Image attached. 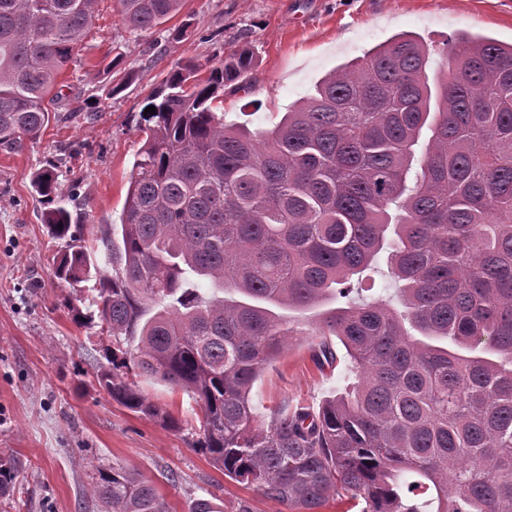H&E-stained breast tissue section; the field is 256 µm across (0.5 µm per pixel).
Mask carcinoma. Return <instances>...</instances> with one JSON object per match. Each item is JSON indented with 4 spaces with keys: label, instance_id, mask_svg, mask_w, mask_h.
Segmentation results:
<instances>
[{
    "label": "carcinoma",
    "instance_id": "cac0c4a2",
    "mask_svg": "<svg viewBox=\"0 0 512 512\" xmlns=\"http://www.w3.org/2000/svg\"><path fill=\"white\" fill-rule=\"evenodd\" d=\"M97 2L0 0V147L49 123ZM181 2L116 0L133 32ZM442 56L432 81L427 47L395 35L259 132L212 109L241 88L248 48L203 80L176 66L148 97L120 227L101 230L110 274L54 167L33 181L51 235L68 240L54 276L93 282L114 340L99 387L172 431L185 421L129 376L192 394L194 448L294 512L337 495L361 512H512V43L460 33ZM382 252L400 310L350 296ZM285 310L316 311L314 332ZM308 334L328 361L336 337L355 382L316 414L284 400L258 420L256 380ZM91 494L104 512H169L149 477L122 468Z\"/></svg>",
    "mask_w": 512,
    "mask_h": 512
}]
</instances>
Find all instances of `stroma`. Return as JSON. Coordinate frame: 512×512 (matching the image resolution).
Segmentation results:
<instances>
[{
  "instance_id": "obj_1",
  "label": "stroma",
  "mask_w": 512,
  "mask_h": 512,
  "mask_svg": "<svg viewBox=\"0 0 512 512\" xmlns=\"http://www.w3.org/2000/svg\"><path fill=\"white\" fill-rule=\"evenodd\" d=\"M178 28L185 34L176 40ZM461 32L512 43V0H184L169 21L146 32L123 26L115 0H98L83 64L58 79L66 103L57 119L37 142L0 147V460L12 467L0 512H103L89 490L114 467L151 477L171 512H188L198 499L224 512H290L225 478L195 450L190 393L137 380L184 420L175 432L97 386L112 340L85 293L54 276L64 243L44 224L46 205L31 185L35 173L57 166L63 193L73 197L72 221L100 257V227L120 222L145 142L142 110L175 65H196L203 78L216 59L249 46L248 91L225 88L215 106L225 124L259 131L273 127L323 76L394 35L410 34L438 50ZM310 343L294 337L256 381L252 398L261 420L284 399L318 410L353 382L344 349L320 366Z\"/></svg>"
}]
</instances>
